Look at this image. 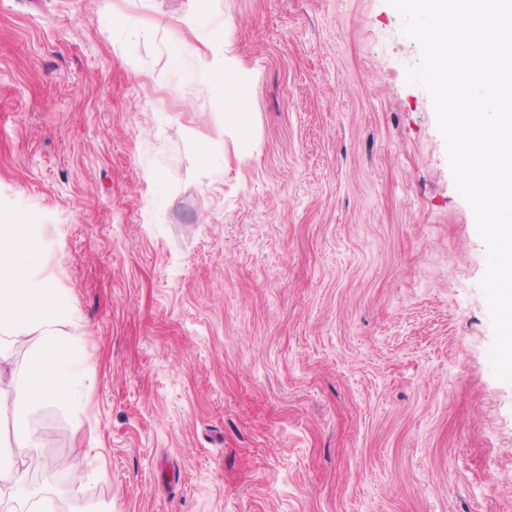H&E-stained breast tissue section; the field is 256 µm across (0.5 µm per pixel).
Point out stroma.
Returning a JSON list of instances; mask_svg holds the SVG:
<instances>
[{
    "label": "stroma",
    "mask_w": 512,
    "mask_h": 512,
    "mask_svg": "<svg viewBox=\"0 0 512 512\" xmlns=\"http://www.w3.org/2000/svg\"><path fill=\"white\" fill-rule=\"evenodd\" d=\"M388 0H0V222L92 364L0 501L512 512L487 251ZM244 143L224 132L239 103ZM253 126L252 112H248L245 104L239 106L230 112L224 114V128L231 132H241L246 134Z\"/></svg>",
    "instance_id": "1"
}]
</instances>
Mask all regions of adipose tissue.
<instances>
[{
    "label": "adipose tissue",
    "mask_w": 512,
    "mask_h": 512,
    "mask_svg": "<svg viewBox=\"0 0 512 512\" xmlns=\"http://www.w3.org/2000/svg\"><path fill=\"white\" fill-rule=\"evenodd\" d=\"M39 252L24 225L0 224V330L38 346L23 379L0 372V402L13 405L12 438L0 443V475L16 474L15 449L31 445V410L47 403L68 407L83 396L74 374L80 358L73 341L57 331L63 315L57 292L30 274Z\"/></svg>",
    "instance_id": "ef3b65f1"
}]
</instances>
